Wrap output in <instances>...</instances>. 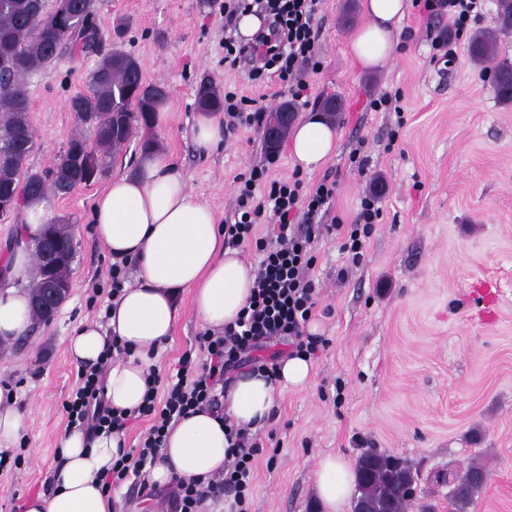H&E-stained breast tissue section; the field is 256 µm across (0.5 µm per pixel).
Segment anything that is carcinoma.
<instances>
[{
    "instance_id": "carcinoma-1",
    "label": "carcinoma",
    "mask_w": 512,
    "mask_h": 512,
    "mask_svg": "<svg viewBox=\"0 0 512 512\" xmlns=\"http://www.w3.org/2000/svg\"><path fill=\"white\" fill-rule=\"evenodd\" d=\"M45 0H0V60L12 61L0 68V205L8 206L18 197L23 206L44 202L49 193L66 195L79 185H88L105 176L111 151L124 145L140 131V153L147 155L157 141L153 136V116L165 104V86L145 81L140 63L117 49L102 48L97 24V0H53L45 10ZM512 34V0H497L492 25L475 31L468 40L472 62L483 65L498 56L500 37ZM65 50L76 55L97 56L86 77L85 88L69 102L77 123L84 127L66 150L57 156L51 169L31 173L24 169L34 148L29 119L30 106L23 87L25 76L51 64ZM492 86L498 101L512 105V61L504 58L491 71ZM195 105L200 112L224 111V99L209 80L196 87ZM94 146H85L87 139ZM52 238L67 246L72 243L69 225L50 220L26 245L37 249ZM74 250L68 249L52 269L34 263L27 289L38 295L48 276L71 285ZM412 467L402 459L393 460L380 452H363L357 461L360 496L374 504V512H408L412 503L400 497L389 499L382 489L394 473L409 475ZM488 474L472 461L459 469L448 470V499L454 512H466L474 496L487 483Z\"/></svg>"
}]
</instances>
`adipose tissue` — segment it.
Wrapping results in <instances>:
<instances>
[{"label": "adipose tissue", "instance_id": "1", "mask_svg": "<svg viewBox=\"0 0 512 512\" xmlns=\"http://www.w3.org/2000/svg\"><path fill=\"white\" fill-rule=\"evenodd\" d=\"M364 23L349 43L353 59L366 70L391 59L399 43V26L411 0H361ZM339 134L323 115L312 113L291 130L290 149L300 168L312 170L336 152ZM94 231L116 261L136 266L134 282L125 284L107 314L106 326L83 322L73 332L68 352L75 363L96 364L106 339L118 337L129 354L115 362L106 377L112 408L134 411L143 403L150 371L159 369V348L180 317L179 294L193 292V312L213 331L236 320L246 306L255 274L237 250L226 248L215 211L186 187L177 167L157 151L134 171L112 179L97 196ZM33 327L28 291H0V340L27 336ZM310 359L283 357L275 378L257 372L239 375L224 391V412L203 409L169 430L151 472L152 482L173 478L206 480L223 471L230 444L227 424L255 430L271 417L281 387L301 388L310 379ZM17 393L0 383V449L16 446L25 415ZM126 443L124 433L89 438L73 429L61 438V464L53 476V493H36L24 512H115L104 478ZM353 466L328 455L318 463L315 489L322 512H341L355 491Z\"/></svg>", "mask_w": 512, "mask_h": 512}]
</instances>
